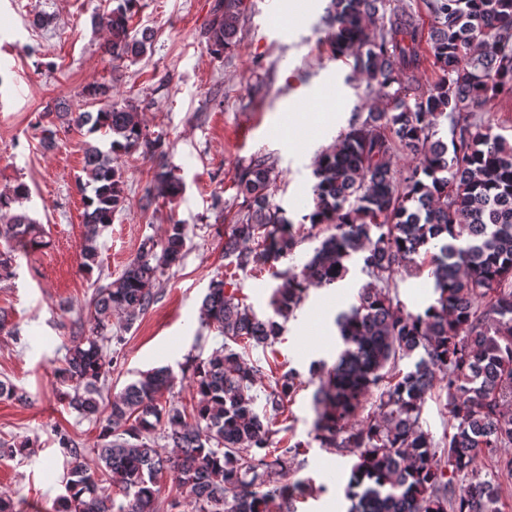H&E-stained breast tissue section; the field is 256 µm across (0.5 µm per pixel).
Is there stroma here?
<instances>
[{"label": "stroma", "instance_id": "stroma-1", "mask_svg": "<svg viewBox=\"0 0 512 512\" xmlns=\"http://www.w3.org/2000/svg\"><path fill=\"white\" fill-rule=\"evenodd\" d=\"M327 3L307 0L292 14L286 0H248L237 46L216 57L204 38L214 0H139L131 25L152 29L151 49L116 68L102 53L107 31L92 23L94 13L111 9L110 0H0V192L20 182L30 187L22 209L44 224L48 241L45 248L16 253L14 277L0 283V308L8 313L0 331V380L28 396L0 400V442L31 445L26 456L0 457V497L16 512H52L62 493L58 432L85 448L100 442L98 421L69 407L55 369L75 321L87 317L95 288L120 275L145 238L185 225L186 253L161 277L158 300L147 313L129 327L113 318L112 336L102 343L113 362L107 397L139 372L167 366L177 375L167 400L196 404L190 380L179 373L188 356L207 357L223 341L200 321L212 280L234 282L240 298L258 314L268 313L279 281L272 271L245 273L228 264L212 200L222 197L228 212H236V174L265 153L274 161L275 203L300 220L317 153L354 114L378 106L363 79L331 54L320 22ZM37 12L48 16L47 26H32ZM97 83L108 84L113 99L139 104L142 126L165 137L167 161L176 166L183 191L171 201L146 200L153 161L138 151L121 156L126 206L100 233V271L87 274L80 268L85 226L78 178L88 136L58 113L90 109L82 91ZM46 128L57 132L50 148L41 141ZM367 281L356 269L338 286L311 289L273 351L246 355L278 373L299 371L302 385L289 404L298 440H309L314 419L309 367L319 359L334 362V317ZM304 460L300 475L314 487L296 502V512H347L343 477L351 455L312 447Z\"/></svg>", "mask_w": 512, "mask_h": 512}]
</instances>
